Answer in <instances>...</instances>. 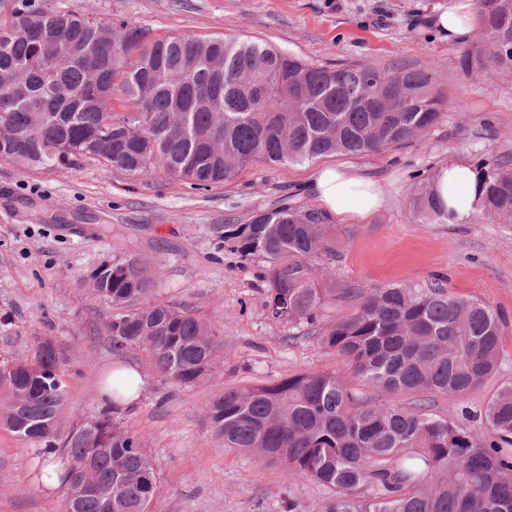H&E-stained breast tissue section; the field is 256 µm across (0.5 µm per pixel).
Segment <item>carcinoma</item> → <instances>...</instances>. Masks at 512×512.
Segmentation results:
<instances>
[{
    "label": "carcinoma",
    "instance_id": "1",
    "mask_svg": "<svg viewBox=\"0 0 512 512\" xmlns=\"http://www.w3.org/2000/svg\"><path fill=\"white\" fill-rule=\"evenodd\" d=\"M486 42L461 68H512V0H478ZM120 86L133 112L110 109ZM430 71L315 65L256 41L153 37L125 20L88 24L44 0H0V159L22 169L98 159L139 175L151 168L196 186L228 181L258 162L309 163L367 155L414 139L442 117ZM483 215L512 222V168L484 171ZM419 219L452 217L426 189L411 191ZM321 211L282 199L224 225V251L266 263L264 307L276 321L315 324L336 300L353 313L320 344L346 370L289 376L224 391L207 417L224 447L252 452L330 492L321 512H512V382L488 400V437L430 409L436 394L465 397L495 376L504 320L437 278L423 285L338 288L314 259L335 243ZM158 271L137 256L90 274L95 294L120 314L112 349L147 352L174 384L202 380L218 359L215 332L186 305L154 302ZM26 358L0 360V426L39 452L55 448L67 355L34 339ZM395 399L351 391L345 374ZM410 395L412 401L400 397ZM99 415L73 427L64 512H150L160 482L136 433Z\"/></svg>",
    "mask_w": 512,
    "mask_h": 512
}]
</instances>
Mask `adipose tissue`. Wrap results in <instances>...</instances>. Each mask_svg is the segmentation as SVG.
I'll return each mask as SVG.
<instances>
[{"mask_svg":"<svg viewBox=\"0 0 512 512\" xmlns=\"http://www.w3.org/2000/svg\"><path fill=\"white\" fill-rule=\"evenodd\" d=\"M474 0H450L440 10L437 25L449 37L467 39L475 26ZM309 187L320 207L345 223H364L386 203L379 183L363 176L352 166H326L316 171ZM434 196L464 222L483 209V172L468 159L459 158L440 165L429 184ZM146 385L144 376L130 366L113 368L102 395H116L123 406L134 405Z\"/></svg>","mask_w":512,"mask_h":512,"instance_id":"1","label":"adipose tissue"}]
</instances>
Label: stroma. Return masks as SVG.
Instances as JSON below:
<instances>
[{
  "instance_id": "obj_1",
  "label": "stroma",
  "mask_w": 512,
  "mask_h": 512,
  "mask_svg": "<svg viewBox=\"0 0 512 512\" xmlns=\"http://www.w3.org/2000/svg\"><path fill=\"white\" fill-rule=\"evenodd\" d=\"M448 0H50L52 8L98 20L123 19L153 36L203 37L271 44L307 62L373 63L431 69L447 99L424 135L370 155H329L316 164L257 163L233 180L203 189L161 172L130 176L95 159L67 169H19L0 160V360L29 354L36 336H52L68 356L65 400L56 430L97 417L109 367L139 369L146 387L123 422L154 462L160 492L151 512H318L325 491L291 479L257 455L230 451L206 410L224 390L341 368L317 327L269 318L262 304V261L225 253L226 224L279 198L313 207L308 183L321 165H354L382 185L387 203L365 224L329 218L336 242L328 267L337 287L379 288L442 278L455 294L477 298L505 316L498 373L465 400L438 394L436 414L482 430L478 414L512 382V224L477 215L464 223H425L409 191L458 156L512 167V68L466 72L459 58L484 38L441 34L434 24ZM140 256L159 278L156 300L190 304L209 319L220 347L207 377L178 387L145 351L112 350L113 310L88 279L101 263ZM31 447L0 428V512H62L65 488H44Z\"/></svg>"
}]
</instances>
